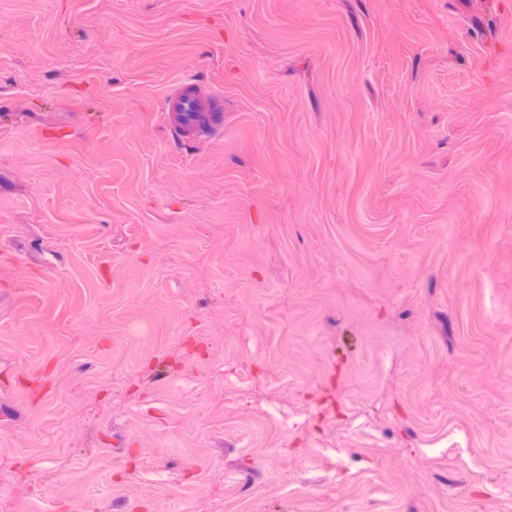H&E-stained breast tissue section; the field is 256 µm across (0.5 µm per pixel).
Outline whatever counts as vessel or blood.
<instances>
[{
  "label": "vessel or blood",
  "instance_id": "obj_1",
  "mask_svg": "<svg viewBox=\"0 0 512 512\" xmlns=\"http://www.w3.org/2000/svg\"><path fill=\"white\" fill-rule=\"evenodd\" d=\"M161 110L171 129L188 142L216 137L224 129L223 97L202 88L193 78L168 89Z\"/></svg>",
  "mask_w": 512,
  "mask_h": 512
}]
</instances>
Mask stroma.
I'll use <instances>...</instances> for the list:
<instances>
[{"label": "stroma", "mask_w": 512, "mask_h": 512, "mask_svg": "<svg viewBox=\"0 0 512 512\" xmlns=\"http://www.w3.org/2000/svg\"><path fill=\"white\" fill-rule=\"evenodd\" d=\"M0 512H512V0H0ZM161 112L171 129L188 142L210 139L224 130V98L193 78L182 79L166 91Z\"/></svg>", "instance_id": "obj_1"}]
</instances>
